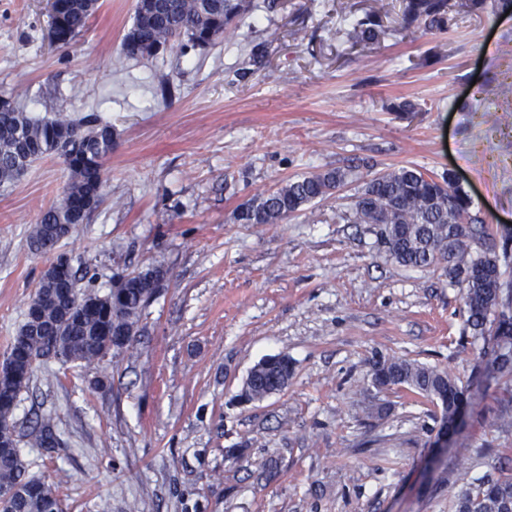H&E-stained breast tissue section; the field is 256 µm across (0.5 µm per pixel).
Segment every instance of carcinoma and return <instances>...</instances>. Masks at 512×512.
Segmentation results:
<instances>
[{
  "label": "carcinoma",
  "mask_w": 512,
  "mask_h": 512,
  "mask_svg": "<svg viewBox=\"0 0 512 512\" xmlns=\"http://www.w3.org/2000/svg\"><path fill=\"white\" fill-rule=\"evenodd\" d=\"M62 9L50 15L60 24L68 45L86 29L98 0H60ZM512 0H402L396 25L402 30L449 32L461 14L503 12ZM252 11L251 0H139L133 22L124 35L115 65L150 59L154 51L178 42L181 53L203 41L224 38L235 21ZM382 14L371 11L350 20L344 33L353 45L378 40ZM112 124L95 113L70 118L61 113L37 118L21 107L0 106V186L13 184L47 155L63 160L70 179L60 198L40 215L30 246L40 248L55 234L65 236L70 225L84 224L99 207L105 183L103 160L112 153ZM357 184L342 219L373 224L377 236L400 266L423 269L445 263L444 274L460 288L465 324L473 338L494 330L487 380L512 390V248L509 240L491 244L480 253L468 241L489 236L484 221L471 213L472 201L447 172L424 173L412 166L375 169L366 161L290 179L274 190L240 203L238 224H282L315 201ZM159 269L120 277L104 293L77 287L76 274L59 279L46 272L30 300L24 320L0 363V512H52L59 503L54 478L30 474L20 449L14 420L20 395L29 390L38 363L53 356L62 365L97 367L130 351L142 313L162 285ZM293 362L286 354L267 357L251 370L243 387L247 401H261L286 386ZM370 383L382 390L407 386L435 402L440 421L453 426L467 402L460 377L416 360L376 356L370 362ZM32 448L60 445L54 423L45 417L30 434ZM456 467L462 488L454 512H512V474L488 472L472 481L465 459Z\"/></svg>",
  "instance_id": "cac0c4a2"
}]
</instances>
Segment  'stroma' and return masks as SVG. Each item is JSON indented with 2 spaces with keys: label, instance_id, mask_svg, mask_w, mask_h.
<instances>
[{
  "label": "stroma",
  "instance_id": "35a3bbf8",
  "mask_svg": "<svg viewBox=\"0 0 512 512\" xmlns=\"http://www.w3.org/2000/svg\"><path fill=\"white\" fill-rule=\"evenodd\" d=\"M249 22L205 51L116 69L136 0L101 7L69 54L50 49L46 0H0V98L32 116L94 110L111 122L100 206L72 225L80 287L149 268L163 286L131 348L94 368L40 363L16 409L30 431L52 417L60 447L25 448L31 473L63 468V512H454L453 470H512V398L473 367L441 266L395 263L373 225L342 213L353 188L285 223L238 224L246 198L363 158L457 173L494 238L512 231V12L459 16L445 34L393 32L362 47L342 20L400 0H253ZM263 43V67L246 68ZM171 94L161 97L160 79ZM412 101L410 113L397 111ZM70 178L43 158L0 187V360L49 254L29 248ZM448 369L472 397L430 470L439 409L415 390L370 384L375 354ZM288 355L292 379L262 401L239 398L250 369Z\"/></svg>",
  "mask_w": 512,
  "mask_h": 512
}]
</instances>
